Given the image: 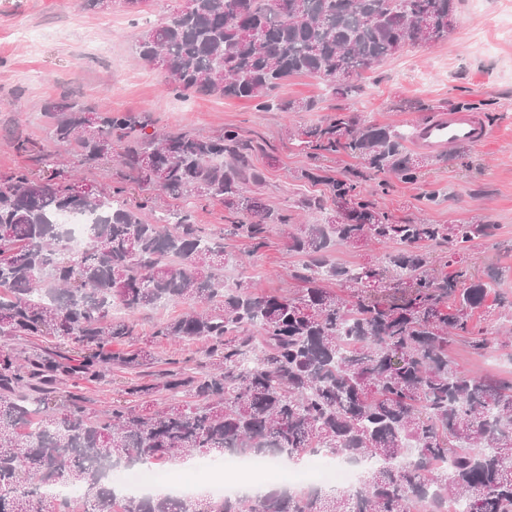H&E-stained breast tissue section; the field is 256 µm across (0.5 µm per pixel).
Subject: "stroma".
<instances>
[{
    "label": "stroma",
    "instance_id": "1",
    "mask_svg": "<svg viewBox=\"0 0 512 512\" xmlns=\"http://www.w3.org/2000/svg\"><path fill=\"white\" fill-rule=\"evenodd\" d=\"M182 0H150L139 13L123 0L108 7L91 0H0V174L33 167L35 152L53 151L46 138L47 105L69 96L85 107H105L136 115L149 114L158 129L216 135L237 128L262 149L253 156L263 180L250 192L277 207H292L302 196L326 195L324 185L302 179L306 155L290 138L298 127L332 116L337 107L363 113L380 125L413 129L429 121L420 104L443 111L477 107L492 136L483 143L445 153L422 177L406 183L390 178L380 208L408 220L432 224L480 221L493 235L480 238L456 258L473 279L495 274L496 283L474 322L494 337L483 356L472 355L463 338H453L449 352L459 369L477 374L512 373V317L499 307V296L512 298V0H461L447 39L416 45L364 74L361 89L350 100L332 96L317 78L289 79L279 90L291 100L315 102L310 112L256 109L252 100L221 96H178L163 74L134 51L141 30L174 13ZM29 139L34 152H20L16 138ZM437 192L434 204L424 197ZM224 250L234 256L232 272L262 292L295 293L291 277L303 258L271 237L259 255L248 253L246 241L225 237ZM206 361L200 345L156 342L140 366L141 381L157 384L179 366L199 370ZM125 370L110 369L102 381L77 384L89 411L110 409L121 396Z\"/></svg>",
    "mask_w": 512,
    "mask_h": 512
}]
</instances>
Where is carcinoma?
Listing matches in <instances>:
<instances>
[{"mask_svg":"<svg viewBox=\"0 0 512 512\" xmlns=\"http://www.w3.org/2000/svg\"><path fill=\"white\" fill-rule=\"evenodd\" d=\"M455 11L456 0H184L142 31L135 48L151 66L166 62L176 94L309 112L312 103L277 95L282 81L317 77L347 98L384 60L447 38ZM46 112L48 139L78 163L115 157L143 190L221 202L225 224L208 232L186 209L147 221L151 196L127 205L124 179L85 193L45 154L35 169L0 175V336L80 351L73 359L0 350V512H75L46 492L52 486L84 488L83 512H413L420 499L440 500L443 512L459 500L469 512H512V379L466 374L448 357L454 336L478 354L491 343L470 318L492 282L454 268L453 253L437 263L426 251L448 242L466 249L490 236V225L400 223L378 206L387 176L419 178L405 131L338 108L294 134L311 160L301 177L329 186L328 232L248 194L262 178L251 163L258 146L234 127L213 136L148 133L147 115L90 112L68 100ZM340 156L359 167L323 174L322 162ZM78 212L99 222L75 255L55 215ZM274 232L307 258L291 274L303 288L286 296L227 287L233 259L224 234L256 255ZM369 241L392 246L377 265L330 259L338 243ZM383 277L408 292L389 301L364 295ZM179 302L196 308L159 323L152 336L202 343L208 368L170 371L163 406L140 411L119 401L93 416L70 391L53 401L68 378L95 382L112 365H142L145 350L111 349L138 335L116 308ZM160 387L131 381L123 392L141 397ZM317 449L383 466L352 493L273 488L249 502L120 496L107 479L121 461L167 466L227 453L298 461Z\"/></svg>","mask_w":512,"mask_h":512,"instance_id":"carcinoma-1","label":"carcinoma"}]
</instances>
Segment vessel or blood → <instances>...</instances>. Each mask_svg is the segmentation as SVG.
<instances>
[{
    "label": "vessel or blood",
    "mask_w": 512,
    "mask_h": 512,
    "mask_svg": "<svg viewBox=\"0 0 512 512\" xmlns=\"http://www.w3.org/2000/svg\"><path fill=\"white\" fill-rule=\"evenodd\" d=\"M490 129L477 113L465 109H449L432 120L416 126L415 149L427 154L443 153L452 145H475L486 141Z\"/></svg>",
    "instance_id": "obj_1"
}]
</instances>
